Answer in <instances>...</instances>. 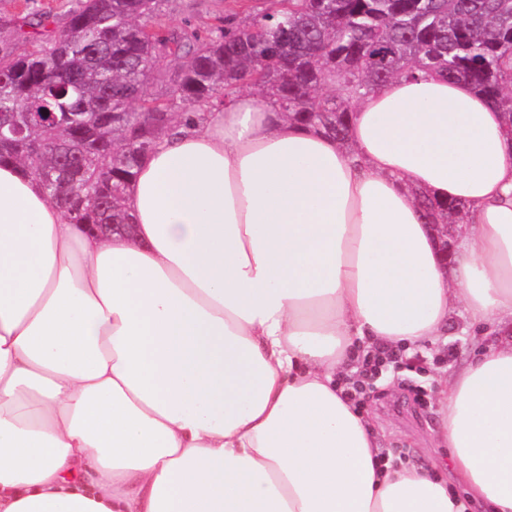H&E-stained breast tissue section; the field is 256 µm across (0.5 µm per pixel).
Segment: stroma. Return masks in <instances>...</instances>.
Here are the masks:
<instances>
[{"label": "stroma", "mask_w": 512, "mask_h": 512, "mask_svg": "<svg viewBox=\"0 0 512 512\" xmlns=\"http://www.w3.org/2000/svg\"><path fill=\"white\" fill-rule=\"evenodd\" d=\"M255 0H161L160 20L167 26L193 29L206 33L215 17H233L243 5ZM62 0H0V43L16 50H31L39 38L20 34L12 20L22 5L54 14L56 27H63L66 18ZM460 318H453L448 332L438 346L418 349L421 366L406 370L394 364L371 380L360 408L366 412L381 435L380 451L395 464L416 465L439 471L448 477V487L456 495L464 490L453 480V471L446 451L436 448L431 429L439 419L435 387L440 376L449 375L468 361L476 349V337L462 335Z\"/></svg>", "instance_id": "35a3bbf8"}]
</instances>
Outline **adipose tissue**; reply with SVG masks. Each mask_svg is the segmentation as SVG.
I'll use <instances>...</instances> for the list:
<instances>
[{"label": "adipose tissue", "instance_id": "adipose-tissue-1", "mask_svg": "<svg viewBox=\"0 0 512 512\" xmlns=\"http://www.w3.org/2000/svg\"><path fill=\"white\" fill-rule=\"evenodd\" d=\"M465 206L442 259L420 195ZM127 234L0 164V512H512V124L420 72L346 142L242 91L159 139ZM489 342L439 379L467 498L384 462L350 399L376 349L453 314Z\"/></svg>", "mask_w": 512, "mask_h": 512}]
</instances>
